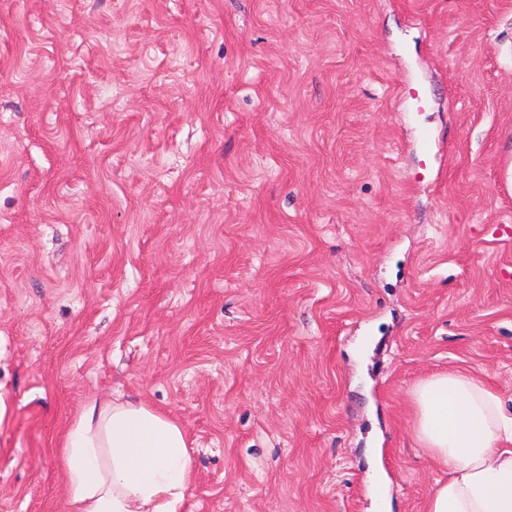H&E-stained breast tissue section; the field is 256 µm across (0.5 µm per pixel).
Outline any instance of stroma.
<instances>
[{"label":"stroma","mask_w":512,"mask_h":512,"mask_svg":"<svg viewBox=\"0 0 512 512\" xmlns=\"http://www.w3.org/2000/svg\"><path fill=\"white\" fill-rule=\"evenodd\" d=\"M457 370L512 406V0H0V512L93 396L182 512H424Z\"/></svg>","instance_id":"stroma-1"}]
</instances>
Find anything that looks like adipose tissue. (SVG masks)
Segmentation results:
<instances>
[{
	"mask_svg": "<svg viewBox=\"0 0 512 512\" xmlns=\"http://www.w3.org/2000/svg\"><path fill=\"white\" fill-rule=\"evenodd\" d=\"M417 448L446 477L426 512H512V409L466 371L413 391ZM70 512H180L191 484L183 426L147 403L88 399L60 448Z\"/></svg>",
	"mask_w": 512,
	"mask_h": 512,
	"instance_id": "1",
	"label": "adipose tissue"
}]
</instances>
